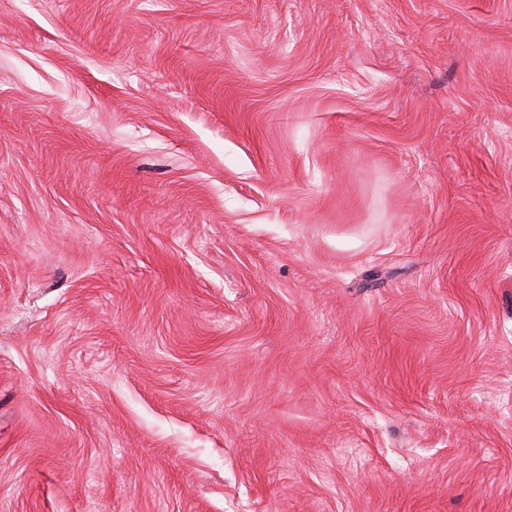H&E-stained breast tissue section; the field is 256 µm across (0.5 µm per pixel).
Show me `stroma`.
I'll return each mask as SVG.
<instances>
[{
  "instance_id": "stroma-1",
  "label": "stroma",
  "mask_w": 512,
  "mask_h": 512,
  "mask_svg": "<svg viewBox=\"0 0 512 512\" xmlns=\"http://www.w3.org/2000/svg\"><path fill=\"white\" fill-rule=\"evenodd\" d=\"M0 512H512V0H0Z\"/></svg>"
}]
</instances>
